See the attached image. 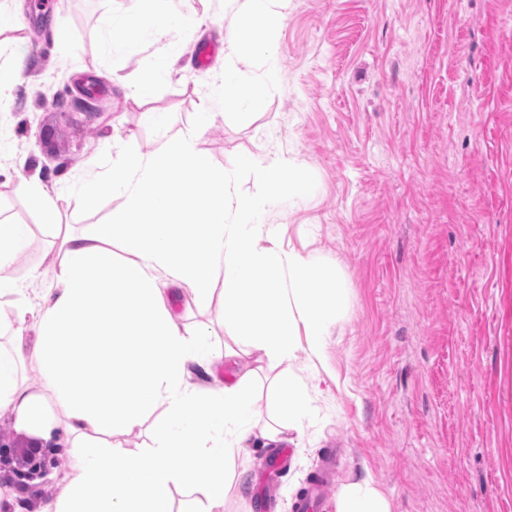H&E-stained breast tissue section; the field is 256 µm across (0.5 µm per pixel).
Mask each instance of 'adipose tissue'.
I'll use <instances>...</instances> for the list:
<instances>
[{"label":"adipose tissue","instance_id":"1","mask_svg":"<svg viewBox=\"0 0 512 512\" xmlns=\"http://www.w3.org/2000/svg\"><path fill=\"white\" fill-rule=\"evenodd\" d=\"M288 3L224 0L234 20L224 66L192 123L148 113L153 149L105 140L116 160L64 175L59 196L25 176V158L10 164L59 238L60 258L17 279L15 259L30 228L0 220V334L14 335L11 348H0V417L58 440L78 459L64 491L37 512H174L181 490L193 494L194 512H224L251 440L291 442L307 432L310 390L295 373L297 354L326 365L327 340L351 306L348 281L329 256L276 242L270 213L305 190L296 159L246 153L217 167L199 148L232 110L263 108L266 88L280 77L268 23L285 16ZM210 21L192 0L111 10L103 25L109 50L165 45L131 96L148 97L176 74L185 45L170 40L171 31ZM64 195L88 209L107 198L112 211L103 223L65 231L57 222ZM183 290L196 308L214 310L231 344L217 346L210 329L184 322L166 298ZM244 355L254 356L256 368L237 369ZM28 362L39 367L42 388L23 379ZM223 364L233 368L223 382H193V374L211 376ZM266 385L279 399L260 423L254 411ZM143 426L151 446L123 448L119 436ZM336 512H390V505L367 478L344 487Z\"/></svg>","mask_w":512,"mask_h":512}]
</instances>
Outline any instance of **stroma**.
<instances>
[{
	"mask_svg": "<svg viewBox=\"0 0 512 512\" xmlns=\"http://www.w3.org/2000/svg\"><path fill=\"white\" fill-rule=\"evenodd\" d=\"M112 7L26 4L22 28L0 35V61L16 39L33 56L0 108V163L26 157L48 190L95 168L104 139L151 149L145 112L190 123L224 65L231 20L222 0H198L221 25L187 36L181 77L131 97L162 46L105 49ZM275 42L281 79L263 110L217 123L201 149L218 166L271 146L304 165L305 195L269 221L340 264L352 307L327 370L299 369L312 427L275 476L276 446L249 448L229 512H293L331 453L322 512L366 477L391 512H512V0H291ZM0 212L31 229L16 276L50 267L57 241L2 176Z\"/></svg>",
	"mask_w": 512,
	"mask_h": 512,
	"instance_id": "stroma-1",
	"label": "stroma"
}]
</instances>
